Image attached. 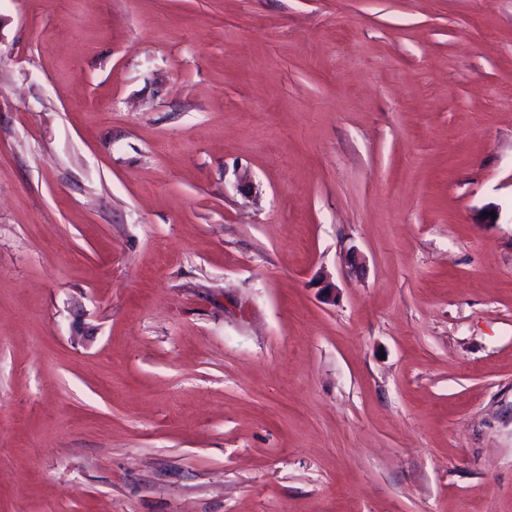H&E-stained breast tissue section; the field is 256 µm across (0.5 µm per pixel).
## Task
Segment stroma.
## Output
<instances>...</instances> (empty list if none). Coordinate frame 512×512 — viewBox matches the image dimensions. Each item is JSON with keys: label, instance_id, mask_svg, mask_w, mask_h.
I'll return each instance as SVG.
<instances>
[{"label": "stroma", "instance_id": "obj_1", "mask_svg": "<svg viewBox=\"0 0 512 512\" xmlns=\"http://www.w3.org/2000/svg\"><path fill=\"white\" fill-rule=\"evenodd\" d=\"M0 512H512V0H0Z\"/></svg>", "mask_w": 512, "mask_h": 512}]
</instances>
